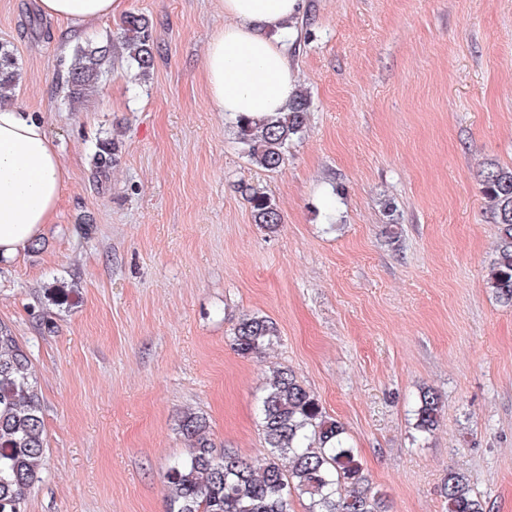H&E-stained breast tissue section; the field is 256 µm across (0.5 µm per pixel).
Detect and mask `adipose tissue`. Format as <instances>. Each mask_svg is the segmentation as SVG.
I'll list each match as a JSON object with an SVG mask.
<instances>
[{
    "instance_id": "1",
    "label": "adipose tissue",
    "mask_w": 512,
    "mask_h": 512,
    "mask_svg": "<svg viewBox=\"0 0 512 512\" xmlns=\"http://www.w3.org/2000/svg\"><path fill=\"white\" fill-rule=\"evenodd\" d=\"M118 0H38L41 12L83 27L111 16ZM299 0H224L230 25L212 34L204 78L217 111L234 117L280 111L295 93L286 42ZM69 171L42 122L0 103V259L35 243L49 224Z\"/></svg>"
}]
</instances>
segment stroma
I'll use <instances>...</instances> for the list:
<instances>
[{"label": "stroma", "mask_w": 512, "mask_h": 512, "mask_svg": "<svg viewBox=\"0 0 512 512\" xmlns=\"http://www.w3.org/2000/svg\"><path fill=\"white\" fill-rule=\"evenodd\" d=\"M301 2L289 57L308 122L263 171L203 78L222 0H122L153 22L145 82L120 15L79 31L0 0L14 101L70 172L35 247L0 261V322L31 354L46 433L24 512H165L188 411L217 451L262 458L258 400L284 366L344 424L390 512H445L452 470L512 512V307L485 285L497 228L478 177L512 166V0ZM106 39L97 95L69 108L76 48ZM107 136L120 149L99 181ZM245 185L281 207L276 232ZM254 314L279 335L244 358L231 330ZM424 386L445 409L422 440ZM118 148V143L112 137H107L97 143L96 150L90 157V165L95 177L107 178L109 169L112 167V156L115 155Z\"/></svg>", "instance_id": "35a3bbf8"}]
</instances>
